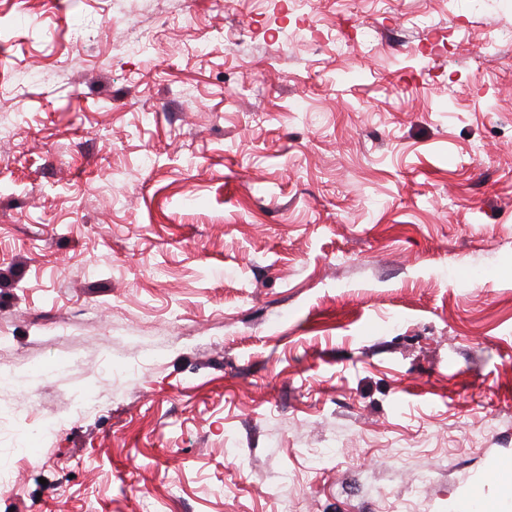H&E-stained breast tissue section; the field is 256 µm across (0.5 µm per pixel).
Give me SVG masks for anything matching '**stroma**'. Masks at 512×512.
<instances>
[{
	"label": "stroma",
	"mask_w": 512,
	"mask_h": 512,
	"mask_svg": "<svg viewBox=\"0 0 512 512\" xmlns=\"http://www.w3.org/2000/svg\"><path fill=\"white\" fill-rule=\"evenodd\" d=\"M1 369L0 512H512V0H0Z\"/></svg>",
	"instance_id": "1"
}]
</instances>
